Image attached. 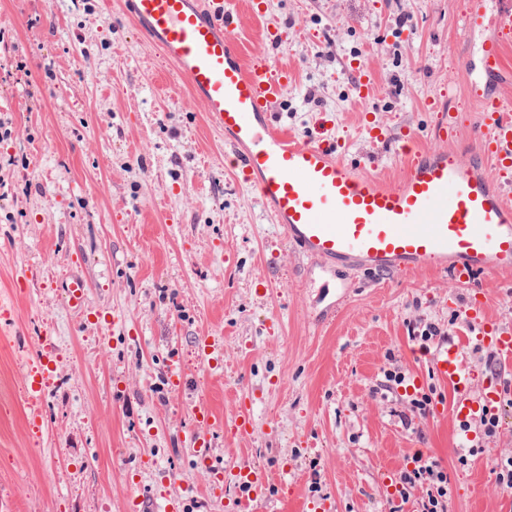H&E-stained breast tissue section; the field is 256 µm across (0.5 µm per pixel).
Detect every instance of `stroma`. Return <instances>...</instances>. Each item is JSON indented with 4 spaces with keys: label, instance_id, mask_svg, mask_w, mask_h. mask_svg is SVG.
Listing matches in <instances>:
<instances>
[{
    "label": "stroma",
    "instance_id": "1",
    "mask_svg": "<svg viewBox=\"0 0 512 512\" xmlns=\"http://www.w3.org/2000/svg\"><path fill=\"white\" fill-rule=\"evenodd\" d=\"M122 0H0V512H125L192 488L185 512H236L211 496L193 455L195 414L224 430L214 465L246 460L268 479L249 512H420L386 477L416 454L448 476L449 512H512L494 463L512 455V406L471 453L456 395L421 333L453 335L471 299L512 328V274L458 282L434 268L381 276L303 256L225 159L224 134L138 35ZM470 0H226L246 56L293 76L272 110L301 138L396 182L399 145H432L449 96L456 147L476 146L469 62L499 38L512 90V35H466ZM373 80L358 100L357 70ZM381 127L374 141L364 123ZM82 277L87 311L68 308ZM224 353L204 361L202 337ZM187 375L173 387L167 362ZM47 369L30 401L28 372ZM428 395L419 416L412 399ZM247 411L254 432L226 429Z\"/></svg>",
    "mask_w": 512,
    "mask_h": 512
}]
</instances>
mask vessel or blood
<instances>
[{
    "mask_svg": "<svg viewBox=\"0 0 512 512\" xmlns=\"http://www.w3.org/2000/svg\"><path fill=\"white\" fill-rule=\"evenodd\" d=\"M138 31L172 63L224 134L243 181L251 184L304 256L378 274L438 268L467 281L477 274L512 273V204L494 173L512 171V104L483 94L478 146L462 156L451 145L455 117L442 113L436 146L403 143L408 157L397 184L362 172L320 143L277 129L269 111L292 77L263 58L243 53L222 0H123ZM501 46L482 60L488 83L503 72ZM433 372L456 392L455 412L477 418L491 401L472 392L461 345L432 356ZM201 411L193 454L208 459L214 425ZM235 478L252 496L265 476L249 462Z\"/></svg>",
    "mask_w": 512,
    "mask_h": 512,
    "instance_id": "b4317fda",
    "label": "vessel or blood"
}]
</instances>
